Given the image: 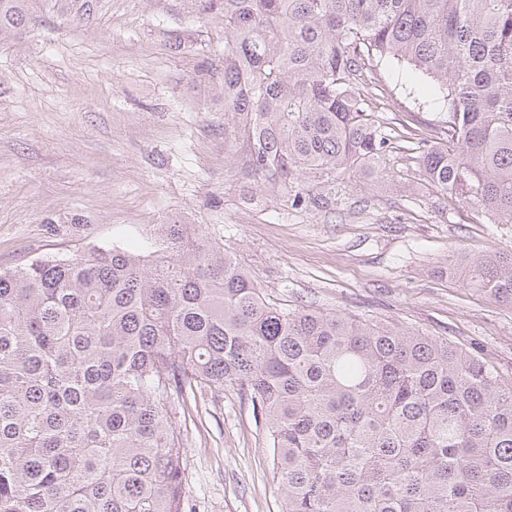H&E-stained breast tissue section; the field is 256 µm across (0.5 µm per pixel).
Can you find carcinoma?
Instances as JSON below:
<instances>
[{
  "label": "carcinoma",
  "instance_id": "cac0c4a2",
  "mask_svg": "<svg viewBox=\"0 0 512 512\" xmlns=\"http://www.w3.org/2000/svg\"><path fill=\"white\" fill-rule=\"evenodd\" d=\"M224 26L232 157L276 195L307 170L385 178L376 62L431 78L428 188L512 224V0H194ZM81 20L93 0H41ZM35 0H0V33ZM512 304V252L469 265ZM238 386L262 414L282 512H512V383L389 322L286 307L190 224L148 245L0 271V512H187L167 405Z\"/></svg>",
  "mask_w": 512,
  "mask_h": 512
}]
</instances>
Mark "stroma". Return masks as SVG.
<instances>
[{
    "label": "stroma",
    "mask_w": 512,
    "mask_h": 512,
    "mask_svg": "<svg viewBox=\"0 0 512 512\" xmlns=\"http://www.w3.org/2000/svg\"><path fill=\"white\" fill-rule=\"evenodd\" d=\"M223 49L193 0H97L78 22L37 6L23 31L1 32L0 270L195 224L271 297L446 339L512 381V305L466 286L468 262L512 252V224L418 180L412 150L441 107L409 66L391 64L378 92L393 183L309 170L295 208L228 160L224 101L199 75ZM172 411L189 512H281L249 396L206 388Z\"/></svg>",
    "instance_id": "obj_1"
}]
</instances>
